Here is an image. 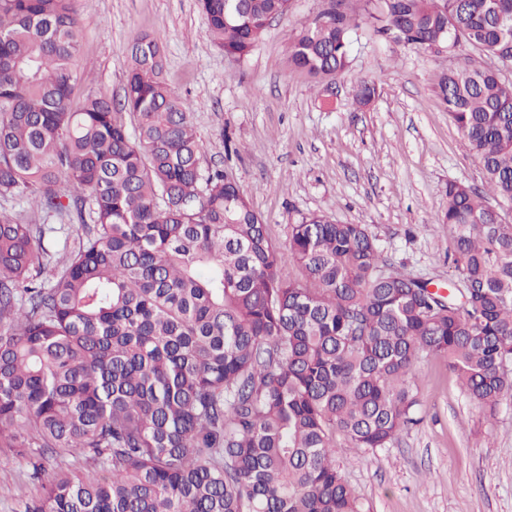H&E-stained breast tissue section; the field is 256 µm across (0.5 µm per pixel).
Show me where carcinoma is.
<instances>
[{"label":"carcinoma","instance_id":"cac0c4a2","mask_svg":"<svg viewBox=\"0 0 512 512\" xmlns=\"http://www.w3.org/2000/svg\"><path fill=\"white\" fill-rule=\"evenodd\" d=\"M72 2L0 0V198L81 228L51 266L54 228L0 210V448L41 482L24 512H361L336 435L375 452L419 422L422 356L446 359L490 415L512 400V223L495 208L512 204V82L492 67L436 79L483 174L448 183L459 289L445 298L323 213L288 225L283 253L240 186L202 166L156 38L131 41L122 111L93 92L74 102ZM198 2L235 61L290 6ZM362 23L450 54L512 50V0H328L288 66L336 80ZM376 93L353 87L360 105ZM58 448L100 473L41 480Z\"/></svg>","mask_w":512,"mask_h":512}]
</instances>
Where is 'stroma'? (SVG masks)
<instances>
[{
  "label": "stroma",
  "mask_w": 512,
  "mask_h": 512,
  "mask_svg": "<svg viewBox=\"0 0 512 512\" xmlns=\"http://www.w3.org/2000/svg\"><path fill=\"white\" fill-rule=\"evenodd\" d=\"M81 24L78 69L91 91L121 102L132 38H160L170 89L187 97L202 164L224 169L285 242L301 215L321 212L364 225L390 261L447 286L456 271L441 224L449 182L478 186L482 172L436 96L437 72L477 61L470 49L426 52L370 27L351 36L348 71L320 85L290 69L286 48L324 0H291L287 15L237 62L213 43L198 0H73ZM377 80L368 104L351 87ZM419 422L393 446L350 451L337 438L336 463L364 512H512V402L495 415L461 390L445 359L412 372ZM38 494L24 459L0 469V512H24Z\"/></svg>",
  "instance_id": "stroma-1"
}]
</instances>
